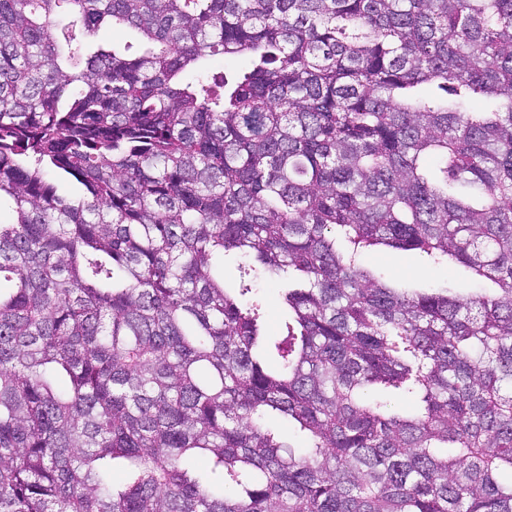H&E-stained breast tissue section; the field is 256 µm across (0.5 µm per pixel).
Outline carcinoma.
I'll return each mask as SVG.
<instances>
[{
    "label": "carcinoma",
    "instance_id": "1",
    "mask_svg": "<svg viewBox=\"0 0 512 512\" xmlns=\"http://www.w3.org/2000/svg\"><path fill=\"white\" fill-rule=\"evenodd\" d=\"M3 201L0 512H512V0H0ZM96 43L110 50L112 46L116 50L124 51L127 45L132 46L128 53H133L139 49V43L130 29L116 28L104 29L99 32ZM363 263L376 269L385 280L405 281L427 290L445 285L450 276L447 267L427 264L413 251H374L364 256ZM253 299L261 306L262 320L268 332L277 334L284 317L278 301L279 286L271 282H261Z\"/></svg>",
    "mask_w": 512,
    "mask_h": 512
}]
</instances>
